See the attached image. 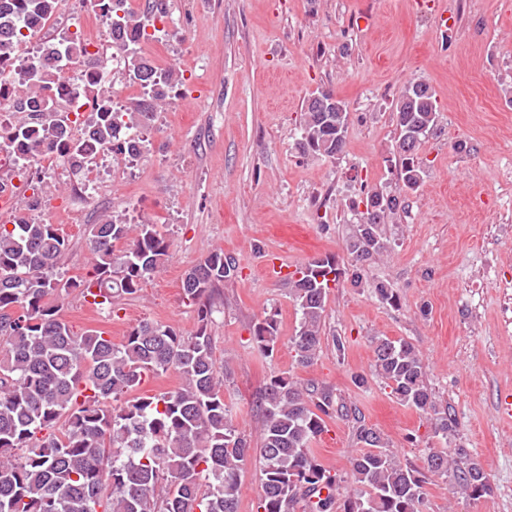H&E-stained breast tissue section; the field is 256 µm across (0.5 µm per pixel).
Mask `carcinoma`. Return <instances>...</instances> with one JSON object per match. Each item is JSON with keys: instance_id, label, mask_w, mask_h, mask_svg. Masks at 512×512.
<instances>
[{"instance_id": "cac0c4a2", "label": "carcinoma", "mask_w": 512, "mask_h": 512, "mask_svg": "<svg viewBox=\"0 0 512 512\" xmlns=\"http://www.w3.org/2000/svg\"><path fill=\"white\" fill-rule=\"evenodd\" d=\"M62 2L0 0V97L31 114L27 122L0 126V149L15 153L23 174L53 153L86 170L94 160L90 143L117 158H143L145 140L131 135L149 129L184 83L182 74L155 66L139 48L148 28L159 32L156 24L169 16L168 0H148L139 13L125 8L126 0H93L121 51L117 78L143 89L136 104L116 111L97 53L79 32L43 40ZM32 40L43 42L42 52L19 69V52ZM77 66L86 79L75 92L68 72ZM312 101L304 105L298 148L334 158L346 147L348 112L338 119L336 110L319 111ZM394 112L396 176L415 193L425 176L419 149L439 118L433 90L408 83ZM71 124L85 127L84 139L70 138ZM405 209V199L391 194L374 212L362 213L346 241L349 267L326 255L288 275L300 314L290 339L298 365L311 366L322 349L330 284L348 274L360 285L364 265L391 249L385 224ZM86 241L89 272L66 279L58 263L70 240L56 225L26 215L0 224V512H237L240 474L254 459L261 464L263 512H423L431 477L471 500L491 493L489 475L466 449L431 448L415 466L357 415L362 448L350 464L361 490L338 503L337 478L310 448L325 418L342 411L330 390L272 378L260 397L263 421L255 436L237 429L224 402L209 328L215 297L237 272L234 257L215 250L185 274L182 293L197 308L194 335L144 322L115 344L94 329L75 332L62 313L65 296L77 290L112 313L119 299L137 294L163 268L170 244L152 222L129 224L119 214L88 225ZM252 336L262 353L273 354L275 315L255 322ZM373 352L374 375L401 404L425 416L435 437L450 440L454 421L448 405L432 396L421 351L403 339L378 337ZM170 370L180 375V387L138 394L144 376ZM63 416L64 432L53 433Z\"/></svg>"}]
</instances>
